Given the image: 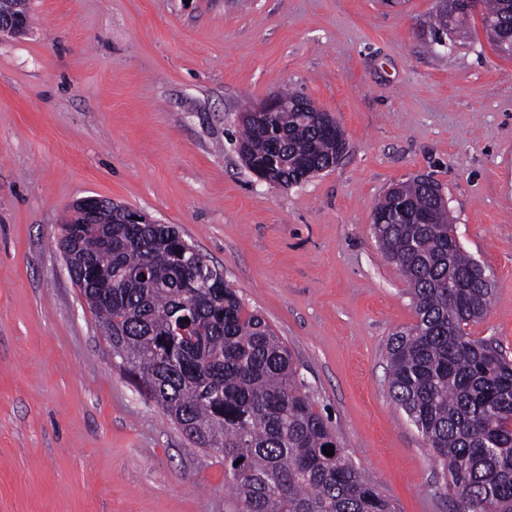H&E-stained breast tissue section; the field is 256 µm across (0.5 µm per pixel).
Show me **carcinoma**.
<instances>
[{
	"label": "carcinoma",
	"instance_id": "1",
	"mask_svg": "<svg viewBox=\"0 0 512 512\" xmlns=\"http://www.w3.org/2000/svg\"><path fill=\"white\" fill-rule=\"evenodd\" d=\"M489 43L512 0H483ZM467 0H436L430 43L462 42ZM296 92L276 111L242 119L238 154L280 188L323 171L345 147L340 127L297 112ZM420 175L388 190L373 209V232L405 275L417 322L388 347L396 405L450 476L457 512H512V361L470 336L489 310L492 284L462 248ZM97 229L112 250L83 254L95 286L89 308L112 326V354L198 448L219 444L229 512H395L351 463L299 379L288 347L246 309L220 272L172 224H113L101 207ZM334 447L331 457L323 447Z\"/></svg>",
	"mask_w": 512,
	"mask_h": 512
}]
</instances>
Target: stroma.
<instances>
[{
	"label": "stroma",
	"mask_w": 512,
	"mask_h": 512,
	"mask_svg": "<svg viewBox=\"0 0 512 512\" xmlns=\"http://www.w3.org/2000/svg\"><path fill=\"white\" fill-rule=\"evenodd\" d=\"M0 39V512H226L224 459L191 444L112 355L57 245L96 196L175 225L288 346L315 409L398 512H455L389 392L415 323L372 211L431 175L494 292L473 337L512 358V59L480 15L431 48L435 0H28ZM293 89L345 133L340 163L257 181L241 117ZM99 197H84L72 203L69 211L64 217L63 223L67 230L74 227V224H94L93 219L100 203ZM63 231L64 237H69V232Z\"/></svg>",
	"instance_id": "stroma-1"
}]
</instances>
